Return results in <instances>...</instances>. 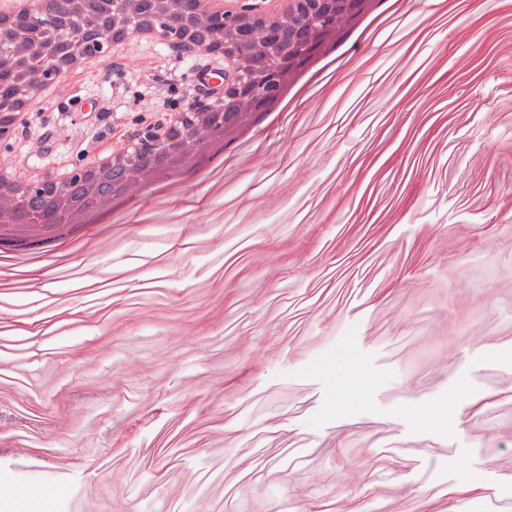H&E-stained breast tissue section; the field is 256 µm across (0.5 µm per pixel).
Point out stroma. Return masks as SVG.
<instances>
[{
  "label": "stroma",
  "mask_w": 512,
  "mask_h": 512,
  "mask_svg": "<svg viewBox=\"0 0 512 512\" xmlns=\"http://www.w3.org/2000/svg\"><path fill=\"white\" fill-rule=\"evenodd\" d=\"M511 15L390 8L178 183L208 210L137 185L67 244L0 248V512H512ZM192 63L137 45L65 72L0 159L81 162L45 151L76 91L107 99L82 136L111 151L182 111Z\"/></svg>",
  "instance_id": "stroma-1"
}]
</instances>
